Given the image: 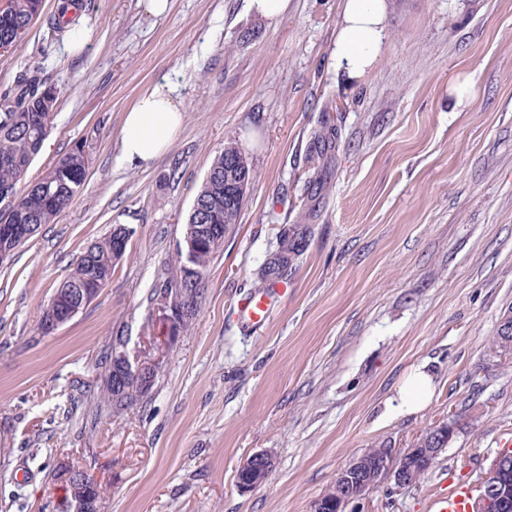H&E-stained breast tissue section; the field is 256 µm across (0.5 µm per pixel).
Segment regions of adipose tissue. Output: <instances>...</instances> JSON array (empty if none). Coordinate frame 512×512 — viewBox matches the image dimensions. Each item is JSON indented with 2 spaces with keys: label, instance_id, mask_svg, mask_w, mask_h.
Here are the masks:
<instances>
[{
  "label": "adipose tissue",
  "instance_id": "adipose-tissue-1",
  "mask_svg": "<svg viewBox=\"0 0 512 512\" xmlns=\"http://www.w3.org/2000/svg\"><path fill=\"white\" fill-rule=\"evenodd\" d=\"M386 0H343L341 20L330 55L337 79L352 81L369 72L387 34ZM184 113L168 84H156L126 112L119 140V165L145 167L171 146ZM434 379L425 368L413 370L401 389L398 409L412 415L425 408L434 394Z\"/></svg>",
  "mask_w": 512,
  "mask_h": 512
}]
</instances>
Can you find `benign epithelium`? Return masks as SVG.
I'll use <instances>...</instances> for the list:
<instances>
[{"label":"benign epithelium","instance_id":"7a95c632","mask_svg":"<svg viewBox=\"0 0 512 512\" xmlns=\"http://www.w3.org/2000/svg\"><path fill=\"white\" fill-rule=\"evenodd\" d=\"M206 239L205 227L199 224L185 225L182 243L179 248L185 254L188 263H194L196 255ZM97 295L93 288L63 293L62 308H51L42 318L40 329L50 333L69 322ZM159 305L167 312L169 322L168 339L175 338L180 321L186 317V306L182 294L170 295L161 292ZM127 337H122L112 345V392L120 396L132 386L139 388L143 395L149 393L159 373V364L142 359H130L127 351ZM455 432V426L446 423L439 426L436 436L439 442L432 448L423 447V441H417L404 451L385 448L377 452L365 451L354 458L338 476L335 512H346L348 504L361 498L384 478L393 479L395 485L409 486L416 483L412 462L418 459L430 460L445 449ZM273 467L272 457L266 452H257L250 456L240 467L247 481L240 483L244 489L257 487L264 483ZM61 482L70 485L74 495V512H99L98 483L86 472L70 464L59 466L57 471ZM512 496V460L497 455L481 477L478 495L472 503V512H496Z\"/></svg>","mask_w":512,"mask_h":512}]
</instances>
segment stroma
Listing matches in <instances>:
<instances>
[{
  "label": "stroma",
  "instance_id": "obj_1",
  "mask_svg": "<svg viewBox=\"0 0 512 512\" xmlns=\"http://www.w3.org/2000/svg\"><path fill=\"white\" fill-rule=\"evenodd\" d=\"M388 3L377 64L348 87L327 69L340 0H292L274 25L248 0H170L162 17L99 0L79 51L45 0L0 58V88L35 69L58 95L28 179L75 145L89 156L70 207L0 265V512H60L64 460L100 483V512H311L365 449L404 450L443 422L456 432L419 482L383 480L347 512H430L459 466L478 484L512 427V352L492 344L512 307V0ZM460 78L472 94L456 106ZM164 82L182 130L150 167L119 166L125 113ZM230 141L254 179L168 344L154 293ZM297 224L309 232L285 293L262 327L241 323L238 301ZM118 225L131 236L109 283L42 334L58 285ZM116 336L161 363L120 416L100 364ZM420 366L432 401L391 414ZM258 451L269 477L241 489Z\"/></svg>",
  "mask_w": 512,
  "mask_h": 512
}]
</instances>
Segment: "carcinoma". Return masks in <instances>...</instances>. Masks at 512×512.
<instances>
[{
  "instance_id": "obj_1",
  "label": "carcinoma",
  "mask_w": 512,
  "mask_h": 512,
  "mask_svg": "<svg viewBox=\"0 0 512 512\" xmlns=\"http://www.w3.org/2000/svg\"><path fill=\"white\" fill-rule=\"evenodd\" d=\"M95 0H66L57 8L58 15L49 19L51 31L66 29L64 15L72 9L85 13L94 7ZM43 10V0H7L0 10V43L15 45L25 36ZM56 91L37 71L19 74L10 88L0 92V190L6 189L12 201L0 207V225H13L14 232L0 235V251L10 254L24 245L26 227L35 225V230L45 224L56 223L57 218L72 203L84 184L88 169V156L83 146L77 145L51 167L42 177L32 181L25 192L17 193V184L28 173L32 161L42 150L45 135L49 134L56 117ZM247 170L253 178V170L240 148L230 142L224 146L211 165L190 210L191 223L208 224L212 211L219 213L220 220L209 224L206 246L193 264L195 273L188 271L185 262H180L164 284L166 288L191 289L190 306L198 309L202 294V276L213 255L224 246V236L237 223L243 200L233 206H224V172L227 163ZM117 235L111 234L103 241L90 245L79 257L62 288H103L112 278L116 260L112 249L116 247ZM304 240V232H293L284 236L279 250L261 269L268 281L285 279L291 270L295 256Z\"/></svg>"
}]
</instances>
